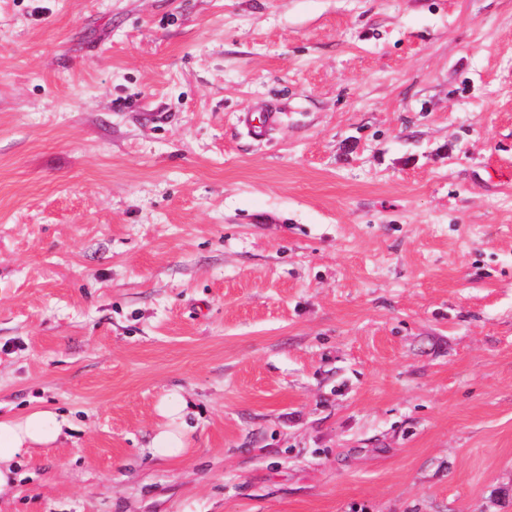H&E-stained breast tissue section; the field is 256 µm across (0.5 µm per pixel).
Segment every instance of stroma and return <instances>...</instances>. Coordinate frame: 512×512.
<instances>
[{"label":"stroma","instance_id":"stroma-1","mask_svg":"<svg viewBox=\"0 0 512 512\" xmlns=\"http://www.w3.org/2000/svg\"><path fill=\"white\" fill-rule=\"evenodd\" d=\"M38 405L0 512H512V0H0ZM259 123L253 117L254 112H246L242 115L241 122L247 128L248 133L254 137H262L278 122V112L273 109H266L262 112ZM160 415L166 419L159 424L148 447L152 456L160 459L178 458L186 453V431L190 429L187 417L197 415L189 402L179 395L166 397L159 406Z\"/></svg>","mask_w":512,"mask_h":512}]
</instances>
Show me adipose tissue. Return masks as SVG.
<instances>
[{
  "label": "adipose tissue",
  "mask_w": 512,
  "mask_h": 512,
  "mask_svg": "<svg viewBox=\"0 0 512 512\" xmlns=\"http://www.w3.org/2000/svg\"><path fill=\"white\" fill-rule=\"evenodd\" d=\"M163 418L149 450L152 456L172 459L186 453L185 436L193 410L179 395L166 397L159 406ZM68 423L53 408H35L23 413H0V492L11 488L22 458L35 448H49L63 435Z\"/></svg>",
  "instance_id": "adipose-tissue-1"
}]
</instances>
